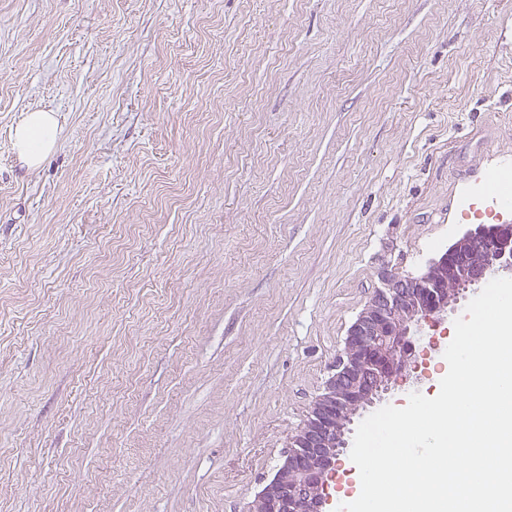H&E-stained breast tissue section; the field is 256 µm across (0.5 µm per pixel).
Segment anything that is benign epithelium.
<instances>
[{"label": "benign epithelium", "mask_w": 512, "mask_h": 512, "mask_svg": "<svg viewBox=\"0 0 512 512\" xmlns=\"http://www.w3.org/2000/svg\"><path fill=\"white\" fill-rule=\"evenodd\" d=\"M503 276L512 277V224L467 231L417 276L384 271L348 330L324 392L249 512H328L325 481L348 448L354 417L383 400L403 375L414 337L466 289Z\"/></svg>", "instance_id": "1"}]
</instances>
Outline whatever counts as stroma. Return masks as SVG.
Segmentation results:
<instances>
[{
	"instance_id": "1",
	"label": "stroma",
	"mask_w": 512,
	"mask_h": 512,
	"mask_svg": "<svg viewBox=\"0 0 512 512\" xmlns=\"http://www.w3.org/2000/svg\"><path fill=\"white\" fill-rule=\"evenodd\" d=\"M477 158L512 0H0V512H248ZM13 143L20 161L38 168L57 144V119L52 112H28L14 128Z\"/></svg>"
}]
</instances>
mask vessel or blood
I'll return each instance as SVG.
<instances>
[{"instance_id": "vessel-or-blood-1", "label": "vessel or blood", "mask_w": 512, "mask_h": 512, "mask_svg": "<svg viewBox=\"0 0 512 512\" xmlns=\"http://www.w3.org/2000/svg\"><path fill=\"white\" fill-rule=\"evenodd\" d=\"M480 167H472L455 180L460 192L456 212L463 221L508 224L512 222V195L491 189L480 178Z\"/></svg>"}]
</instances>
